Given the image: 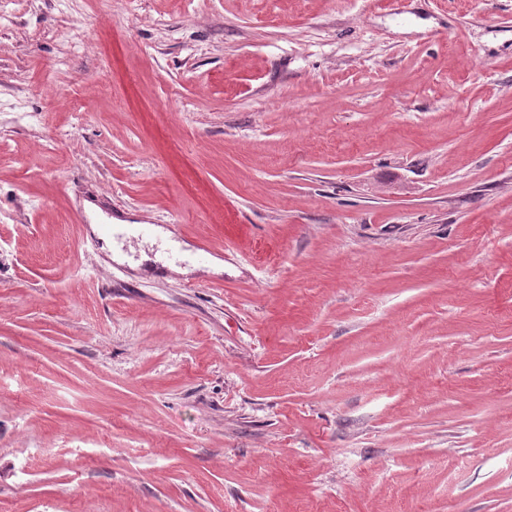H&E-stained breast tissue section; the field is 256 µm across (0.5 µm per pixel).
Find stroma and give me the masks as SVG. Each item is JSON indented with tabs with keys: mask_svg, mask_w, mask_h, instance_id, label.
<instances>
[{
	"mask_svg": "<svg viewBox=\"0 0 512 512\" xmlns=\"http://www.w3.org/2000/svg\"><path fill=\"white\" fill-rule=\"evenodd\" d=\"M0 512H512V0H0Z\"/></svg>",
	"mask_w": 512,
	"mask_h": 512,
	"instance_id": "stroma-1",
	"label": "stroma"
}]
</instances>
